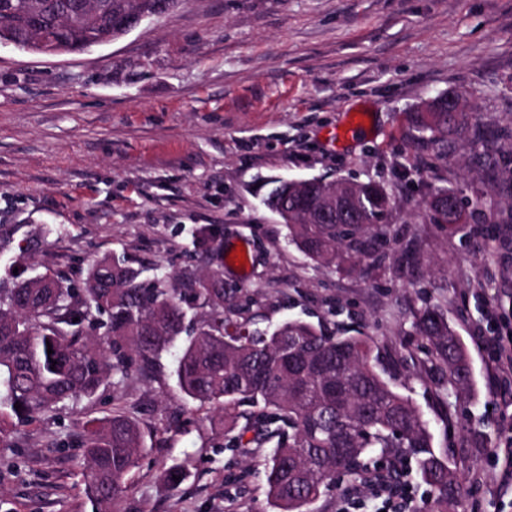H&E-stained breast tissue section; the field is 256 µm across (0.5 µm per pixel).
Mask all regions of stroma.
Returning a JSON list of instances; mask_svg holds the SVG:
<instances>
[{"mask_svg":"<svg viewBox=\"0 0 512 512\" xmlns=\"http://www.w3.org/2000/svg\"><path fill=\"white\" fill-rule=\"evenodd\" d=\"M477 107L487 137L512 129V0H184L122 38L80 54L0 47V239L32 241L38 271L82 281L115 252L133 267L201 274L220 245L245 246L225 269L235 313L369 336L378 367L428 420L464 496L460 512H512L484 481L512 442V386L494 384L488 336L512 332V230L475 206L495 183L470 140L447 157L415 138L440 95ZM367 111L370 129L332 133ZM272 178L385 186L392 211L374 257L343 267L306 259L262 203ZM454 191L467 215L445 225L427 203ZM208 226L214 243L194 249ZM438 306L465 346L473 388L457 392L415 330ZM120 402L146 454L118 512H262L269 446L224 448L217 413L185 422L170 369L126 379L20 428L0 452V512H92L82 421ZM187 477L169 489L163 471ZM377 512L363 481L337 482L314 506Z\"/></svg>","mask_w":512,"mask_h":512,"instance_id":"stroma-1","label":"stroma"}]
</instances>
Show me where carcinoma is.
Here are the masks:
<instances>
[{
  "label": "carcinoma",
  "mask_w": 512,
  "mask_h": 512,
  "mask_svg": "<svg viewBox=\"0 0 512 512\" xmlns=\"http://www.w3.org/2000/svg\"><path fill=\"white\" fill-rule=\"evenodd\" d=\"M182 2L0 0V37L15 40L23 52L39 42L83 52L121 38L130 16L162 15ZM437 101L417 126L421 137L445 149L468 136L481 147L487 168L512 156V132L485 140L471 113L448 111L446 97ZM272 184L265 204L288 211L282 216L288 242L312 261L353 263L372 234L382 233L390 197L380 184H356V217L342 221L331 214L316 224L305 221L303 210L328 195L331 183L311 179L301 190L283 180ZM141 275L114 253L90 264L81 288L60 272L15 263L3 268L1 449L14 447L11 429L91 398L108 382L117 387L134 371L161 369L170 358L183 413L208 407L230 417L240 406L253 408L251 424L225 435V449L245 452L251 430L274 442L264 463L266 504L273 512H311L336 474L357 479L384 463L392 477L407 458L432 490L420 512H456L448 457L434 450L421 410L378 370L371 339L331 334L299 319L271 331L233 319L224 307L222 263L200 276L181 278L159 268L150 278ZM417 327L448 384L468 389L466 350L439 311L425 309ZM79 443L90 501L97 512H114L143 457L138 425L114 407L82 422Z\"/></svg>",
  "instance_id": "cac0c4a2"
}]
</instances>
